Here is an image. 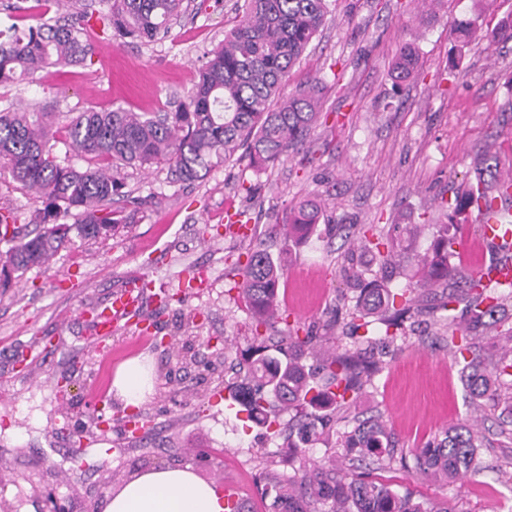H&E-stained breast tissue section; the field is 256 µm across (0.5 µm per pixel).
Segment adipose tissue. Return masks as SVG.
Masks as SVG:
<instances>
[{"label": "adipose tissue", "instance_id": "1", "mask_svg": "<svg viewBox=\"0 0 512 512\" xmlns=\"http://www.w3.org/2000/svg\"><path fill=\"white\" fill-rule=\"evenodd\" d=\"M155 375L140 357L123 363L112 391L125 405L140 406L153 394ZM102 512H230L223 491L188 467L157 466L106 495Z\"/></svg>", "mask_w": 512, "mask_h": 512}]
</instances>
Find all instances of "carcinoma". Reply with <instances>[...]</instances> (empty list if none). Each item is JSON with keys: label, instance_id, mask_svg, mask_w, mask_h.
<instances>
[{"label": "carcinoma", "instance_id": "carcinoma-1", "mask_svg": "<svg viewBox=\"0 0 512 512\" xmlns=\"http://www.w3.org/2000/svg\"><path fill=\"white\" fill-rule=\"evenodd\" d=\"M108 8L96 14L91 3L54 23L26 29L0 30V83L14 82L41 69L84 63L93 56V24L119 38L151 42L171 29L170 21L183 12V0H100ZM327 14V0H244L238 24L224 35V43L204 55L198 82L171 112H130L122 107L85 108L60 112L56 102L0 111V171L13 182L35 191L44 208L29 218L17 209L0 208V288L13 286L20 274L47 264L57 252L78 241L110 237L125 223L116 201L127 197L123 179L114 169L125 166L149 169L168 166L172 180L194 183L211 168L244 150L252 165L274 164L288 148L304 141L316 121V87L282 99L288 74L318 33ZM419 68L416 51L404 47L392 64L395 86L413 79ZM64 153L57 151L58 145ZM75 150L83 164L70 157ZM501 179L498 158L486 155L474 181L456 196L450 224H442L431 253L419 261L417 280L397 294L385 279L362 269L354 254L344 267L360 290L347 316L360 319L356 328L368 327L372 318L385 326L382 336H352L350 347L339 352L331 346L316 348L299 330L268 345L261 334L245 350L244 378L255 388L227 385L247 420L269 430L280 417L291 414L288 445L307 443L323 434L321 428L346 410L363 388L382 371L383 352L397 340H406L405 322L420 303V290L452 279L460 280L461 293L448 294L439 309L448 348L464 354L467 332L451 314L450 305L468 302L470 324L486 325L485 318L507 316L512 284L482 281L448 262L455 253V217L479 202L491 206L486 191ZM322 207L306 200L294 208L284 225L283 248L317 231ZM281 259L264 249L251 248L241 268L239 288L259 325L275 319ZM499 357L493 366L475 359L461 369L472 402L493 400L504 385L512 387V328L496 339ZM336 442L349 461L365 466L380 463L393 452L391 433L383 420L372 416L358 421L351 432L336 431ZM482 435L476 422L444 431L416 453L417 465L441 477L468 472ZM270 512H435L411 494L400 495L363 475H347L333 460L313 461L293 476L268 483Z\"/></svg>", "mask_w": 512, "mask_h": 512}]
</instances>
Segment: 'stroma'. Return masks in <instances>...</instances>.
<instances>
[{"label":"stroma","instance_id":"stroma-1","mask_svg":"<svg viewBox=\"0 0 512 512\" xmlns=\"http://www.w3.org/2000/svg\"><path fill=\"white\" fill-rule=\"evenodd\" d=\"M187 9L167 35L150 44L95 34L91 62L0 85V110L57 101L60 111L122 107L134 112L173 109L191 90L204 52L240 19L243 0H185ZM512 14V0H328L324 25L291 70L284 96L319 84V118L304 142L263 169L235 156L193 184L171 182L166 166L124 169L136 197L127 220L107 239L59 251L28 270L16 287L0 290V512H45L54 495L69 512H102L107 493L153 466H191L199 477L237 487L244 512H269L268 477L291 475L306 459L341 457L335 440L282 448L266 428L224 409L225 383L252 337L250 311L236 286L246 251L279 253L278 233L302 200L321 202L316 233L293 247L279 281V318L262 335H301L327 343L345 328L342 306L355 302L342 271L355 249L371 253L337 230L372 227L402 252L388 276L393 291L408 283L447 223L455 190L488 152L512 174V42L490 32ZM479 19L481 34L459 46L460 20ZM420 66L414 81L393 90L391 66L404 45ZM252 226L251 238L225 235L227 208ZM210 234H202L203 225ZM203 270L208 285L183 289L186 272ZM181 302L145 301L140 326L120 325L112 359L90 354L87 311L139 277ZM444 289L423 303L420 335L395 343L384 370L350 408L345 430L377 415L396 440L398 460L372 479L409 492L448 512H512V436L503 434V404L472 410L461 365L438 334L435 308ZM151 359L157 382L140 407L110 396L109 365ZM69 379L60 395L61 379ZM102 391L94 401L93 391ZM480 414L483 446L465 478L444 481L421 471L418 448L442 431ZM147 422L128 431L129 415ZM100 433L83 454L71 451L77 433Z\"/></svg>","mask_w":512,"mask_h":512}]
</instances>
